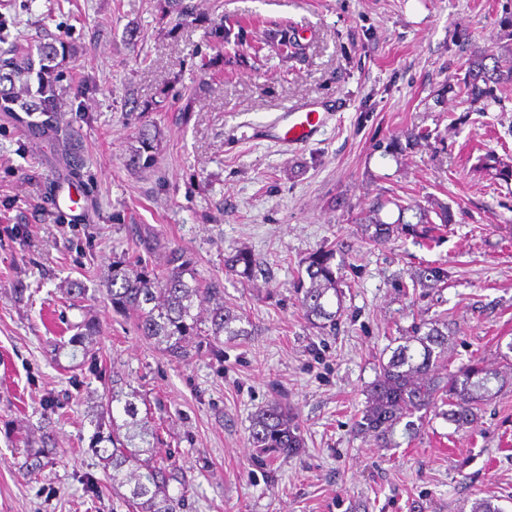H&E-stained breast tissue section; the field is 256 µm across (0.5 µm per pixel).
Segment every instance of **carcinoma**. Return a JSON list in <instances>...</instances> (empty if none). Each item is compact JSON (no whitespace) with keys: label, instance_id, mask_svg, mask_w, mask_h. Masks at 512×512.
<instances>
[{"label":"carcinoma","instance_id":"cac0c4a2","mask_svg":"<svg viewBox=\"0 0 512 512\" xmlns=\"http://www.w3.org/2000/svg\"><path fill=\"white\" fill-rule=\"evenodd\" d=\"M206 24L207 42L211 47L224 45L232 29L224 21L215 22L197 12L192 0H166L158 19L162 28L174 33L186 23ZM264 40L285 53L288 59L302 56L300 48L288 37V30L269 31ZM39 68H34L28 50L18 44L0 48V112L11 113L14 121L34 138L57 137L62 129L56 121L64 101L84 102L97 90L92 80L63 84L71 59L70 47L62 39L38 49ZM512 91V56L481 54L468 62L462 82L448 85V92L470 103L496 101L497 93ZM156 135L147 125L139 131V149L129 158V165L141 172L156 166ZM481 167L494 178L512 180V158L488 153L480 159ZM381 204H374L365 214L353 218L369 243L386 245L402 236L428 239L436 230L430 211L419 210L416 222L398 220L388 224L376 217ZM336 255L333 246H323L306 258L305 272L309 285L301 287L300 304L309 324L319 329L336 326L341 305V277L331 266ZM258 259L248 251L233 254L228 264L232 270L242 267L248 275ZM448 282L441 267L425 266L417 270L410 282L398 281L395 287L424 288L431 283ZM112 309L135 319L140 335L155 341L169 357L183 360L190 355L189 339L218 341L222 336H243L240 326L244 314L224 306L223 290L217 285L203 286L195 277L183 251L171 249L165 267L154 272L145 267L135 269L124 261L112 263L106 284ZM71 342L83 346L93 343L100 326L85 319L74 326ZM404 344L379 368L377 378L367 392L362 417L355 423L358 434L373 435L379 448H396V427L404 424L405 433L415 430L412 417L421 421L428 414L441 417L457 429L477 418L480 404L491 392V384L501 380L499 372L474 361L445 374L441 367L451 366L448 326L414 323L406 330ZM137 391H125L122 380L112 379L102 412L91 421L94 426L92 451L112 468V490L127 512H177L184 506L188 484L179 466L171 459L152 455L156 431L147 420L138 418ZM41 446L30 450L29 473L37 474L45 459L55 453L49 425H44ZM249 440L253 447L267 454L295 455L304 447L299 421L280 399L271 401L252 418ZM127 492H121V488Z\"/></svg>","mask_w":512,"mask_h":512}]
</instances>
